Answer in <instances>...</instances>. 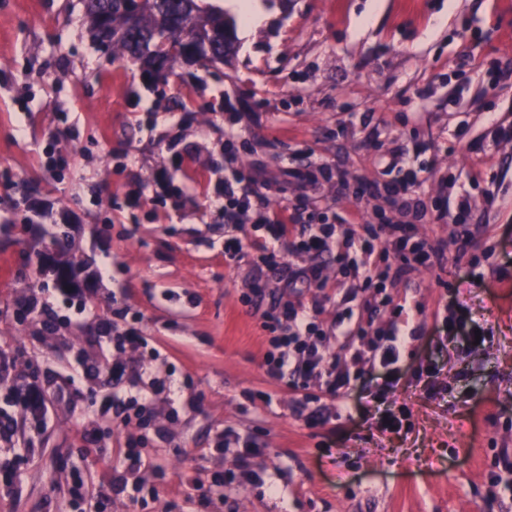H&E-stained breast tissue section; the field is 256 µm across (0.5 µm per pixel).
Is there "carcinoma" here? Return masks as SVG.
Masks as SVG:
<instances>
[{
    "label": "carcinoma",
    "mask_w": 512,
    "mask_h": 512,
    "mask_svg": "<svg viewBox=\"0 0 512 512\" xmlns=\"http://www.w3.org/2000/svg\"><path fill=\"white\" fill-rule=\"evenodd\" d=\"M101 45L152 71H164L177 61H191L193 43L186 27L195 20L209 34L212 53L194 60L208 67L224 60L235 37V25L224 9L210 0H159L156 9L136 12L135 0H81Z\"/></svg>",
    "instance_id": "cac0c4a2"
}]
</instances>
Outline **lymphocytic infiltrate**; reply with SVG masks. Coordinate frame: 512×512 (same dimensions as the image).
<instances>
[{"label": "lymphocytic infiltrate", "mask_w": 512, "mask_h": 512, "mask_svg": "<svg viewBox=\"0 0 512 512\" xmlns=\"http://www.w3.org/2000/svg\"><path fill=\"white\" fill-rule=\"evenodd\" d=\"M385 173L394 177L392 191L400 209L414 210L419 219L435 223L458 224L464 222L470 209L467 192L455 197H444L433 208H426L416 200L423 181L421 171L409 159H392L384 164ZM242 180L238 172H231L224 179V224L233 228L232 236L224 240L225 261L238 264L250 252L260 255L261 263L269 269L279 266L284 252L313 258L311 266L291 273L283 289L292 294L304 289H317L319 295L311 303L277 301L262 310V327L268 331V349L262 366L269 380L285 384L299 394L302 402L315 396L339 398L351 382V370L363 362H371L397 372L402 351L410 338L399 328L383 330L375 327L373 315L379 311L393 310L403 314L402 305L396 304L383 286L391 273H404L413 263L430 260L438 255V248L428 247L425 241L415 239L412 227L394 222L391 224H362L349 238L338 239L331 224H300L287 208L260 212L253 222L254 236L241 239L236 229L242 228L244 219L252 208L249 195L241 191ZM378 255V263H369L370 255ZM328 258L342 270L352 274L358 291L365 299L360 308L350 306L338 311L330 323H323L321 315L331 296L322 276L319 259ZM335 337L336 352L322 349L325 336ZM141 339L137 328L131 327L113 334L111 341L103 343L102 363L114 379H127L128 387L113 392L111 404L119 414L135 413L143 416L147 402L157 395L173 399L177 393L174 383L145 376L127 378L121 360H109L111 349H124Z\"/></svg>", "instance_id": "f902f5d3"}]
</instances>
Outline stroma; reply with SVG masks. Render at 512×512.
<instances>
[{
  "mask_svg": "<svg viewBox=\"0 0 512 512\" xmlns=\"http://www.w3.org/2000/svg\"><path fill=\"white\" fill-rule=\"evenodd\" d=\"M266 21L223 62L161 73L101 48L79 0H0V448L23 449L20 477L0 484V512H512V142L490 145L491 123L512 125V0H261ZM426 91L419 99L418 91ZM247 128L234 163L254 204L400 220L379 159L417 156L426 205L467 190L466 224H416L445 242L442 264L386 280L416 338L396 387L364 365L345 398L299 405L264 375L260 311L289 271L285 254L252 292L248 263L224 261V112ZM309 153L346 184L266 191L279 160ZM63 225L93 314L35 277L42 232ZM472 244L455 262L454 241ZM54 301L55 329L22 317L33 292ZM464 301L483 345L448 337ZM141 329L128 372L182 387L154 398L148 426L104 412L116 382L98 372L104 326ZM440 369L436 397L420 373ZM406 406L401 433L375 408ZM332 405L347 414L310 428ZM255 437L258 480L224 488L237 452L225 428ZM143 464L136 495L110 488L128 444Z\"/></svg>",
  "mask_w": 512,
  "mask_h": 512,
  "instance_id": "1",
  "label": "stroma"
}]
</instances>
